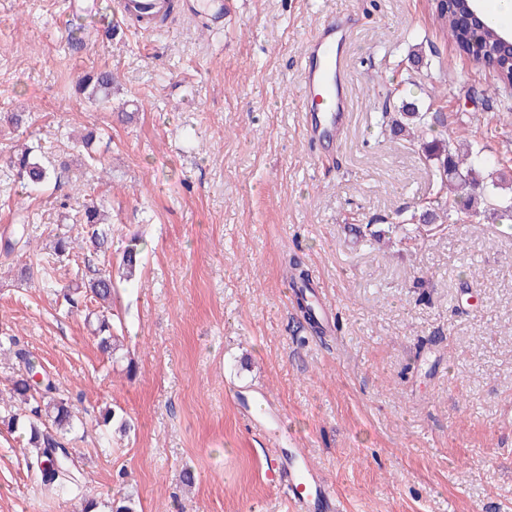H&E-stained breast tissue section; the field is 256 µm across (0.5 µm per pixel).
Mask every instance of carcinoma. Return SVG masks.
Instances as JSON below:
<instances>
[{
	"label": "carcinoma",
	"mask_w": 512,
	"mask_h": 512,
	"mask_svg": "<svg viewBox=\"0 0 512 512\" xmlns=\"http://www.w3.org/2000/svg\"><path fill=\"white\" fill-rule=\"evenodd\" d=\"M432 17L443 35L454 41L457 49L476 57L492 68L501 81L512 80V57L502 53L503 31L488 27L483 38L475 39L459 21V15L467 8H476L472 0H429ZM112 94V71L104 69L96 73L90 97L102 104L110 101ZM390 129L407 137L410 145L421 150L425 160L433 168L436 181L433 186L435 200L420 210L417 223L407 228L395 225L408 242L425 240L444 231L449 225L464 221L487 212L500 220H512V186L507 193H489L481 181L483 172L500 173L501 159L489 146L479 139H458L436 137L430 141L414 138L424 128H431L429 112L422 111L417 101L402 102L399 111L390 114ZM16 175L31 191L38 192L51 179L49 167L38 159L31 158L27 147L9 160ZM104 224L103 205L93 203L85 207L84 214L71 225L67 232L53 238V246L47 255H34L23 265L24 275L31 280L38 276L48 286H53L49 265L50 258L62 256L74 246L89 240L96 250L107 253L112 245L110 229ZM142 239L134 236L125 246L118 266V273L125 281L135 280L142 264ZM291 279L295 286L298 308L304 313L311 329L319 333L321 327L307 305L306 292L309 289V274L301 268L296 258L289 261ZM76 294L107 304L112 299L114 281L112 275L97 273L74 288ZM95 328L100 350L111 356L120 347V337L114 331L112 321L106 314L97 317ZM13 355L22 364V369L10 379L9 394L11 405L3 408L0 422L8 428H22L27 436L26 464L49 488L70 489L81 492L84 488L79 476L71 469L73 453L68 447L67 435L75 429L72 407L67 399L56 394L55 383L43 378L34 381L35 366L28 350L18 346L17 340L8 337Z\"/></svg>",
	"instance_id": "1"
}]
</instances>
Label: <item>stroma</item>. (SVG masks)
Returning <instances> with one entry per match:
<instances>
[{
	"mask_svg": "<svg viewBox=\"0 0 512 512\" xmlns=\"http://www.w3.org/2000/svg\"><path fill=\"white\" fill-rule=\"evenodd\" d=\"M89 3L96 17L73 0H0V113L29 115L0 122V245L24 215L42 249L103 202L112 249L78 262L113 272L129 239L144 241L112 300L124 347L102 354L100 304L67 311L1 249L0 336L83 420L71 446L99 512L127 494L137 512H288L262 464L269 435L244 414L266 397L339 512H512V223L485 213L418 245L353 232L432 196V168L383 113L418 99L440 115L434 132L481 131L512 175V88L442 35L427 0H228L221 30L177 11L152 34L117 18L118 0ZM342 14L351 112L339 142L312 143L304 53ZM103 68L104 109L79 89ZM28 145L58 172L38 193L3 174ZM293 255L324 336L296 306ZM78 262L58 264L60 285ZM108 406L135 430L105 448L94 417ZM24 447L0 428V512H81L27 470Z\"/></svg>",
	"mask_w": 512,
	"mask_h": 512,
	"instance_id": "obj_1",
	"label": "stroma"
}]
</instances>
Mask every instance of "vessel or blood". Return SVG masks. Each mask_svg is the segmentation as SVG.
Masks as SVG:
<instances>
[{"mask_svg":"<svg viewBox=\"0 0 512 512\" xmlns=\"http://www.w3.org/2000/svg\"><path fill=\"white\" fill-rule=\"evenodd\" d=\"M123 13L137 17L142 31L170 8L169 0H121ZM182 11L203 13L208 25L224 23V0H181ZM350 29L342 19L323 21L310 37L304 55L303 110L309 138L337 137L350 112L346 94V52ZM267 467L288 476V503L292 512H331L336 490L312 466L306 449H272Z\"/></svg>","mask_w":512,"mask_h":512,"instance_id":"1","label":"vessel or blood"}]
</instances>
